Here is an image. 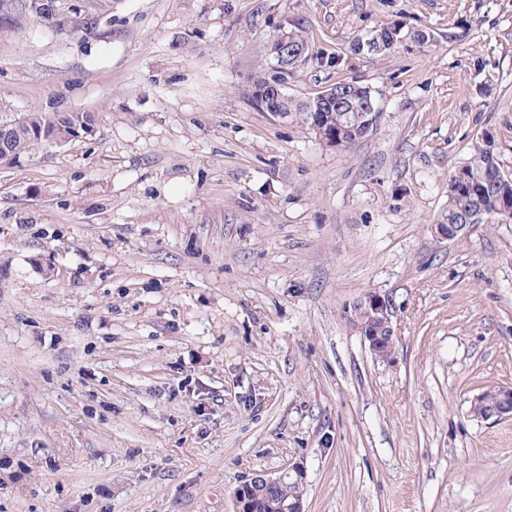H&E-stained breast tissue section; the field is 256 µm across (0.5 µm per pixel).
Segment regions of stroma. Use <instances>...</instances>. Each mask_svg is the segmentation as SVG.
I'll list each match as a JSON object with an SVG mask.
<instances>
[{
  "label": "stroma",
  "instance_id": "35a3bbf8",
  "mask_svg": "<svg viewBox=\"0 0 512 512\" xmlns=\"http://www.w3.org/2000/svg\"><path fill=\"white\" fill-rule=\"evenodd\" d=\"M259 76L356 80L379 123L330 146ZM34 112L95 124L0 165V512H233L294 464L305 512H512V417L470 411L512 386V222L435 229L483 131L512 176V0H102L0 36V115ZM288 33L292 34V41L294 45H297L298 47H307L308 49V40L307 37L302 34V31H289ZM288 38V34L281 33L279 34L272 42L271 45V52L276 57L277 61H281L283 59L288 58H294L298 59L300 58L305 52L304 50H290L289 47L292 42ZM392 305L384 295L367 293L349 315L352 326L362 336L369 351L382 361H390L395 351L396 336L392 326Z\"/></svg>",
  "mask_w": 512,
  "mask_h": 512
}]
</instances>
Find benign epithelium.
<instances>
[{"label":"benign epithelium","instance_id":"obj_1","mask_svg":"<svg viewBox=\"0 0 512 512\" xmlns=\"http://www.w3.org/2000/svg\"><path fill=\"white\" fill-rule=\"evenodd\" d=\"M37 8L43 13H55L66 19L73 20L79 25L88 26L99 18L96 0H36ZM291 40L285 33L279 34L272 42L271 52L277 60L298 59L304 51L290 49ZM288 95L277 84H268L262 98L257 105L271 115L286 119L288 113L279 110L282 102ZM312 101L318 107L337 105L340 108L352 109L355 99L348 89H342L331 84L319 91ZM90 121L67 129L49 124L39 129L35 137L39 140L55 144H64L80 133L91 130ZM18 132L17 123L3 121L0 123V164H10L15 157L7 150L8 141ZM392 305L389 299L379 293L369 292L358 301L349 315L352 326L362 336L369 351L383 361H390L395 351L396 336L392 326ZM472 413L483 419L502 418L512 416V387H499L493 391H486L477 395L472 401ZM293 478L295 482L302 483L306 478V471L298 464L278 475L256 473L241 483L233 493L234 512H254V502L263 499L266 493L276 488L285 478Z\"/></svg>","mask_w":512,"mask_h":512}]
</instances>
